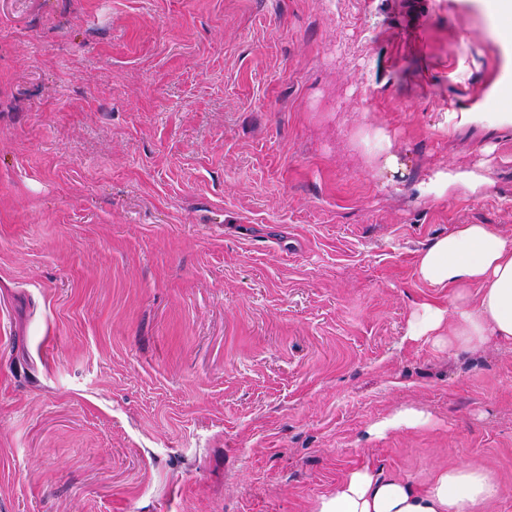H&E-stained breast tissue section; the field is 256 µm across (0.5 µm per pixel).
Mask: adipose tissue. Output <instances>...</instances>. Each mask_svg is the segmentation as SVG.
Wrapping results in <instances>:
<instances>
[{
    "label": "adipose tissue",
    "instance_id": "obj_1",
    "mask_svg": "<svg viewBox=\"0 0 512 512\" xmlns=\"http://www.w3.org/2000/svg\"><path fill=\"white\" fill-rule=\"evenodd\" d=\"M419 279L448 292L447 304L420 303L406 334L466 351L488 337L512 342V239L489 224H458L417 259ZM490 469L461 464L436 472L424 489L369 467L350 472L314 512H482L498 494Z\"/></svg>",
    "mask_w": 512,
    "mask_h": 512
}]
</instances>
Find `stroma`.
<instances>
[{
    "label": "stroma",
    "instance_id": "stroma-1",
    "mask_svg": "<svg viewBox=\"0 0 512 512\" xmlns=\"http://www.w3.org/2000/svg\"><path fill=\"white\" fill-rule=\"evenodd\" d=\"M510 82L491 0H0V512H313L458 463L512 512V344L405 338L448 300L419 251L512 238ZM478 178L474 174L455 173L448 170L429 184V189L438 195L451 193L459 186L475 190L478 186ZM424 414L413 410H403L376 424L371 430V434H382L389 429L399 428L402 425L415 426L421 423Z\"/></svg>",
    "mask_w": 512,
    "mask_h": 512
}]
</instances>
